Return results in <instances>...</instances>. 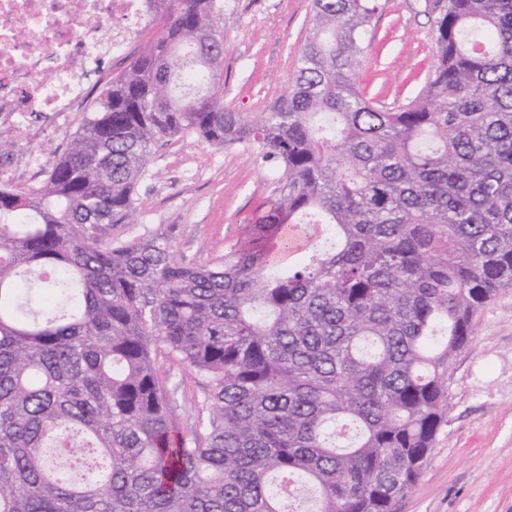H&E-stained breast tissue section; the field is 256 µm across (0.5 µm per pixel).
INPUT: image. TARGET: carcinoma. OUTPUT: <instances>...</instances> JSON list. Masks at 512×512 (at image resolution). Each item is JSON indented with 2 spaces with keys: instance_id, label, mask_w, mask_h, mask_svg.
I'll return each instance as SVG.
<instances>
[{
  "instance_id": "1",
  "label": "carcinoma",
  "mask_w": 512,
  "mask_h": 512,
  "mask_svg": "<svg viewBox=\"0 0 512 512\" xmlns=\"http://www.w3.org/2000/svg\"><path fill=\"white\" fill-rule=\"evenodd\" d=\"M146 4L158 32L42 181L0 180V512H395L512 288V0H425L436 64L397 109L356 81L379 0H314L288 97L253 116L224 107L215 0ZM187 133L255 146L269 209L219 262L178 258L173 225L103 241ZM162 361L203 389L190 437Z\"/></svg>"
}]
</instances>
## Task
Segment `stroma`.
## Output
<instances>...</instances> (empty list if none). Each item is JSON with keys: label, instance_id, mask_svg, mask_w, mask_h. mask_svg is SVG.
<instances>
[{"label": "stroma", "instance_id": "obj_1", "mask_svg": "<svg viewBox=\"0 0 512 512\" xmlns=\"http://www.w3.org/2000/svg\"><path fill=\"white\" fill-rule=\"evenodd\" d=\"M359 82L374 103L403 105L434 64L433 19L424 0H381ZM224 38V105L247 115L271 112L288 95L308 35L313 0H215ZM275 173L250 145L215 148L196 135L156 144L136 187L140 221L105 224V241L175 226V251L188 260L223 258L224 245L275 195ZM169 420L192 434L199 389L180 369L162 376ZM395 512H512V288L473 320V342L453 361L448 415L412 491Z\"/></svg>", "mask_w": 512, "mask_h": 512}]
</instances>
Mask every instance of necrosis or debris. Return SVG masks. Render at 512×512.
Listing matches in <instances>:
<instances>
[{
    "label": "necrosis or debris",
    "instance_id": "obj_1",
    "mask_svg": "<svg viewBox=\"0 0 512 512\" xmlns=\"http://www.w3.org/2000/svg\"><path fill=\"white\" fill-rule=\"evenodd\" d=\"M152 23L142 0H0V134L37 164L36 120L78 111L99 62L122 58Z\"/></svg>",
    "mask_w": 512,
    "mask_h": 512
}]
</instances>
